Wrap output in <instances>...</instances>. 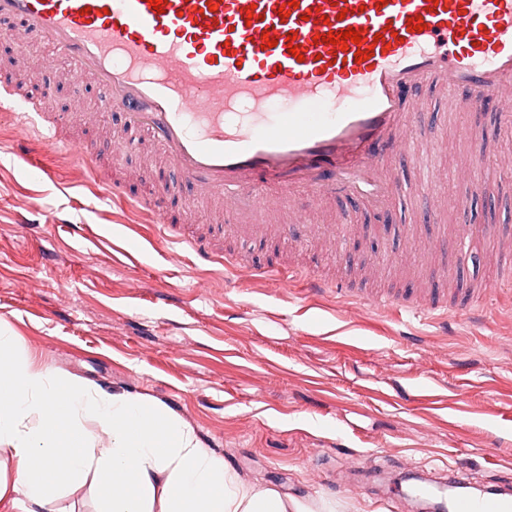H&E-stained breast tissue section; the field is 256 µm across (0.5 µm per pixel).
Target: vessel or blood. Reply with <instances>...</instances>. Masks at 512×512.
<instances>
[{
  "mask_svg": "<svg viewBox=\"0 0 512 512\" xmlns=\"http://www.w3.org/2000/svg\"><path fill=\"white\" fill-rule=\"evenodd\" d=\"M289 2L167 0L157 11L148 0H0L14 39L48 45L59 60L23 86L0 79V114L14 118L24 141L18 163L33 166L40 150L76 149L97 173L93 153L44 108L59 77L80 95L90 81L101 106L149 136L168 176L155 207L187 185L202 207L232 208L227 233L269 231L260 218L276 210L295 221L273 229L309 238L330 228L297 220V193L311 202L345 195L382 213L390 198L430 189V170L412 185L384 174L393 147L419 155L404 134L423 86L475 112L512 110V0H298L294 10ZM285 8L290 16L280 17ZM416 17L423 31L409 29ZM350 28L360 43L343 50L325 42ZM266 36L275 47H263ZM360 50L370 59L356 62ZM270 185L276 194H267ZM174 238L203 264L235 275L247 268L243 258L225 257L209 231ZM491 250L500 283L511 284L512 237L494 238ZM364 300L455 311L444 288H393ZM448 482L460 489L451 512H512L502 494L463 493L464 472H449Z\"/></svg>",
  "mask_w": 512,
  "mask_h": 512,
  "instance_id": "1",
  "label": "vessel or blood"
}]
</instances>
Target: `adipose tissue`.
Here are the masks:
<instances>
[{
    "mask_svg": "<svg viewBox=\"0 0 512 512\" xmlns=\"http://www.w3.org/2000/svg\"><path fill=\"white\" fill-rule=\"evenodd\" d=\"M0 457V512L87 484L99 512H319L245 480L163 403L37 366L1 332Z\"/></svg>",
    "mask_w": 512,
    "mask_h": 512,
    "instance_id": "adipose-tissue-1",
    "label": "adipose tissue"
}]
</instances>
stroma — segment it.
I'll use <instances>...</instances> for the list:
<instances>
[{
  "instance_id": "1",
  "label": "stroma",
  "mask_w": 512,
  "mask_h": 512,
  "mask_svg": "<svg viewBox=\"0 0 512 512\" xmlns=\"http://www.w3.org/2000/svg\"><path fill=\"white\" fill-rule=\"evenodd\" d=\"M122 115L107 112L74 136L102 153L105 172L125 181L127 200L101 195L74 151L46 152L40 168L19 166L17 132L0 121V329L39 366L146 394L195 429L241 476L323 504L330 512H384L400 477L441 471L498 485L512 473V287L496 288L491 236L512 233V123L496 108L449 116L432 90L416 102L411 133L440 132L432 165L447 207L432 198L394 199L378 214L339 197L313 208L317 224L346 227L352 264L332 270L353 288H372L362 262L398 259L396 286L440 280L446 254L418 262L415 243H434L471 224L465 287L494 285L481 307L442 321L348 301L336 290L309 296L303 280L332 259L331 243L225 236L224 250L262 266L269 253L295 266L291 284L195 266L160 233L162 215L137 208L156 191L143 172L144 133L120 154L107 149ZM496 151L480 166L494 193L468 209L463 173L469 138Z\"/></svg>"
}]
</instances>
